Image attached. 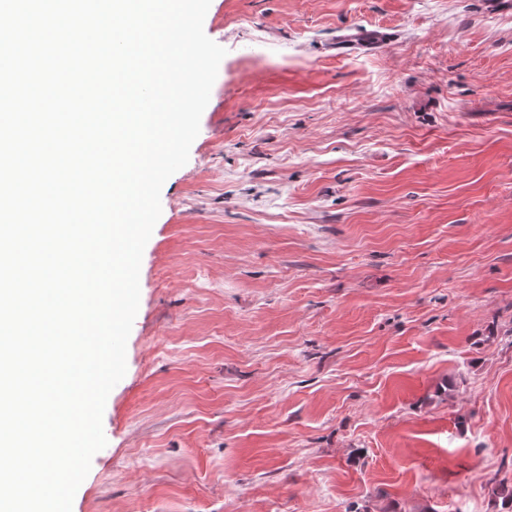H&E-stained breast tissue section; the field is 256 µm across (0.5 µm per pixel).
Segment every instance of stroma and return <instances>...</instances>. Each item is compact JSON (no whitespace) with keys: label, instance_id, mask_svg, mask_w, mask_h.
Returning <instances> with one entry per match:
<instances>
[{"label":"stroma","instance_id":"35a3bbf8","mask_svg":"<svg viewBox=\"0 0 512 512\" xmlns=\"http://www.w3.org/2000/svg\"><path fill=\"white\" fill-rule=\"evenodd\" d=\"M72 512H502L512 0H211Z\"/></svg>","mask_w":512,"mask_h":512}]
</instances>
